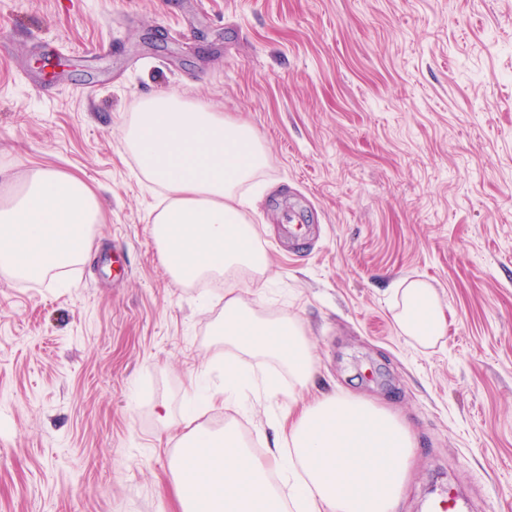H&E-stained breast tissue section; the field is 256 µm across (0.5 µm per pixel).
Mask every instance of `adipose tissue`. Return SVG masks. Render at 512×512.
Here are the masks:
<instances>
[{"label": "adipose tissue", "mask_w": 512, "mask_h": 512, "mask_svg": "<svg viewBox=\"0 0 512 512\" xmlns=\"http://www.w3.org/2000/svg\"><path fill=\"white\" fill-rule=\"evenodd\" d=\"M138 175L162 189L152 234L178 283L245 272L273 274L247 210L267 166L254 128L176 93L140 101L121 128ZM101 220L96 194L79 177L35 167L18 198L0 205V275L29 280L80 261ZM394 319L417 346L434 347L446 315L425 281L398 282ZM224 342V386L198 394L215 407L255 385L258 357L288 374V390L309 385L314 358L297 319L258 315L225 294L216 329ZM275 431L264 457L231 430L194 427L173 466L180 512H396L416 442L400 417L373 401L325 394Z\"/></svg>", "instance_id": "ef3b65f1"}]
</instances>
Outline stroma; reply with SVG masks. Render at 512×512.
Listing matches in <instances>:
<instances>
[{
	"instance_id": "1",
	"label": "stroma",
	"mask_w": 512,
	"mask_h": 512,
	"mask_svg": "<svg viewBox=\"0 0 512 512\" xmlns=\"http://www.w3.org/2000/svg\"><path fill=\"white\" fill-rule=\"evenodd\" d=\"M163 93L264 140L251 219L274 282L172 281L160 192L120 133ZM37 165L96 189L103 221L60 277L0 276V512H179L170 463L193 425L264 448L287 397L187 415L203 365L222 379L231 287L302 325L305 399L399 412L418 446L398 512L451 483L512 512V0H0V200ZM405 278L445 309L432 348L393 318Z\"/></svg>"
}]
</instances>
